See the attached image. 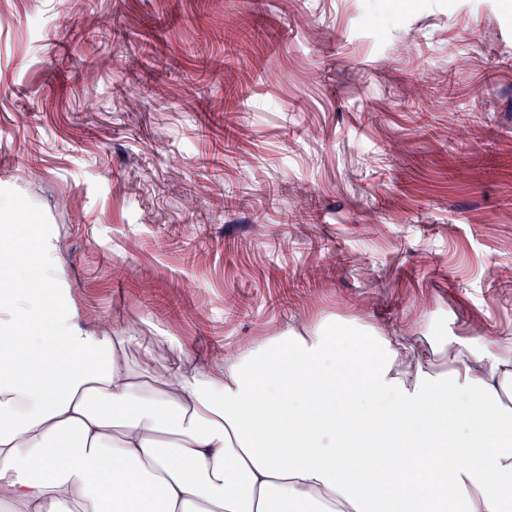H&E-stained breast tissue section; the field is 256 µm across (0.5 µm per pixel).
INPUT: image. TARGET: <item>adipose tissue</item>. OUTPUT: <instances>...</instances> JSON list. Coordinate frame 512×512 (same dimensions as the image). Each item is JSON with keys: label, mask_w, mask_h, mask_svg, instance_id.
Instances as JSON below:
<instances>
[{"label": "adipose tissue", "mask_w": 512, "mask_h": 512, "mask_svg": "<svg viewBox=\"0 0 512 512\" xmlns=\"http://www.w3.org/2000/svg\"><path fill=\"white\" fill-rule=\"evenodd\" d=\"M0 226V512H512V336L75 322Z\"/></svg>", "instance_id": "adipose-tissue-1"}]
</instances>
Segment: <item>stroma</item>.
Here are the masks:
<instances>
[{
	"mask_svg": "<svg viewBox=\"0 0 512 512\" xmlns=\"http://www.w3.org/2000/svg\"><path fill=\"white\" fill-rule=\"evenodd\" d=\"M59 2L0 0V194L79 323L197 356L363 311L512 334V0ZM232 114L234 113L224 114V135L216 132L214 137L203 131L202 136L208 141V150L199 159V165L202 168H212L215 172L224 171V160L233 158L236 153L238 140L236 131H239V127Z\"/></svg>",
	"mask_w": 512,
	"mask_h": 512,
	"instance_id": "1",
	"label": "stroma"
}]
</instances>
